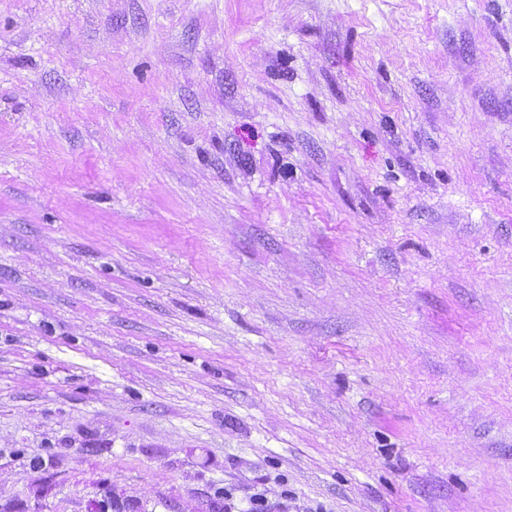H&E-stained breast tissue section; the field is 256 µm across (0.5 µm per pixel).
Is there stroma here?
<instances>
[{"mask_svg": "<svg viewBox=\"0 0 512 512\" xmlns=\"http://www.w3.org/2000/svg\"><path fill=\"white\" fill-rule=\"evenodd\" d=\"M512 512V0H0V512Z\"/></svg>", "mask_w": 512, "mask_h": 512, "instance_id": "1", "label": "stroma"}]
</instances>
